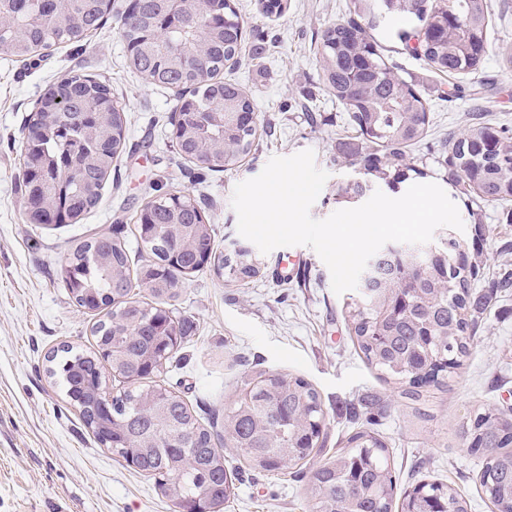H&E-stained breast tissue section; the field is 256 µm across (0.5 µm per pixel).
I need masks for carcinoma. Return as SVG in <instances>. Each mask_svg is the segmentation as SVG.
I'll list each match as a JSON object with an SVG mask.
<instances>
[{
	"mask_svg": "<svg viewBox=\"0 0 512 512\" xmlns=\"http://www.w3.org/2000/svg\"><path fill=\"white\" fill-rule=\"evenodd\" d=\"M265 17L288 11V0H259ZM112 15V0H0V43L32 60L57 43H86ZM390 34L437 75L473 74L489 50L488 0H349L346 17L322 32L316 58L326 95L346 113L353 134L338 143L336 161L353 175L336 183L338 205L379 189L399 192L424 171L411 149L427 137L431 105L404 78L374 32ZM233 0H127L118 30L130 66L150 85L175 90L171 125L182 158L202 170L228 172L252 153L267 121L245 89L224 80V66L260 54L248 46ZM128 119L107 81L71 70L40 97L25 127L23 209L30 224L79 223L100 203L112 164L123 151ZM442 180L464 199L471 237L438 242L425 255L393 243L379 254L368 287L346 304L359 350L399 394L441 383L463 365L479 315L493 297L512 292V271L477 288L488 227L471 206L512 202V133L481 121L445 141ZM134 267L124 239L94 232L71 247L59 278L74 304L100 311L96 349L63 346L51 356L66 395L113 454L136 456L139 470L184 510L194 502L218 508L234 495L224 463L232 448L251 468L298 477L325 450L326 410L304 378L261 373L243 381L242 397L224 408V448L176 392L157 383L179 365L189 326L169 302L179 283L213 264L237 281L257 275L251 254L215 247L204 210L181 192L150 196L137 215ZM416 271L415 286L403 283ZM150 300H134V288ZM123 386L107 402V378ZM386 406L367 402L365 422L343 446L311 469L304 488L309 512H392L396 477L390 450L375 426ZM463 445L483 457L479 484L498 512H512V417L486 406L469 417ZM414 512H468L451 486L416 484Z\"/></svg>",
	"mask_w": 512,
	"mask_h": 512,
	"instance_id": "carcinoma-1",
	"label": "carcinoma"
}]
</instances>
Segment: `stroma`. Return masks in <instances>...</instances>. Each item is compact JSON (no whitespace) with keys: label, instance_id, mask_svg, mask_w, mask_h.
Masks as SVG:
<instances>
[{"label":"stroma","instance_id":"stroma-1","mask_svg":"<svg viewBox=\"0 0 512 512\" xmlns=\"http://www.w3.org/2000/svg\"><path fill=\"white\" fill-rule=\"evenodd\" d=\"M247 42L264 54L225 69L243 85L269 123L243 167L214 173L197 169L177 153L169 120L172 90L145 84L130 67L115 21L87 44L63 43L33 62L0 52V512H175L154 479L100 445L80 413L48 372V355L62 345L89 350L93 316L71 301L56 270L72 243L95 231L118 233L134 243V220L151 189L186 192L199 201L221 248L246 246L237 232L231 197L237 183L256 177L274 156L310 149L329 175L310 213L336 211L329 197L348 168L337 165L336 145L347 135L342 110L325 94L316 52L322 30L346 14V0H288L287 13L269 20L257 0H234ZM490 54L478 73L449 80L397 50L392 58L431 104V128L412 153L436 173L438 150L448 132H462L477 101L440 97L449 83L491 87L489 116L512 127V0H490ZM78 69L109 82L125 105L128 138L99 206L78 224L39 230L22 214L19 155L23 129L36 100L66 71ZM317 124H309V114ZM500 205L482 207L490 232L483 242V283L512 256V240ZM297 260L293 278L278 274L283 259ZM259 276L239 285L207 268L178 286L175 306L190 326L184 360L163 377L202 421L221 425L224 408L242 393L244 376L280 372L299 376L320 393L327 411L326 448H339L349 429L342 408L364 398L388 401L377 430L392 452L397 489L424 479L452 485L469 512H492L477 480L481 459L461 444L462 425L474 409H512V295L498 297L484 313L470 355L440 387L420 400L400 396L364 361L351 336L344 296L335 294L330 271L310 247H279L258 254ZM228 469L239 470L236 497L226 512H302V483L245 467L225 449Z\"/></svg>","mask_w":512,"mask_h":512}]
</instances>
